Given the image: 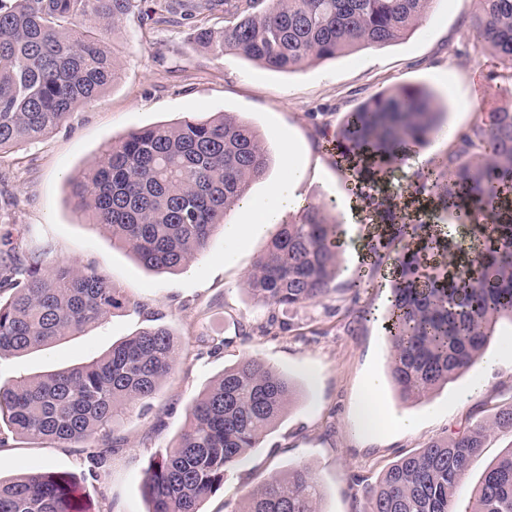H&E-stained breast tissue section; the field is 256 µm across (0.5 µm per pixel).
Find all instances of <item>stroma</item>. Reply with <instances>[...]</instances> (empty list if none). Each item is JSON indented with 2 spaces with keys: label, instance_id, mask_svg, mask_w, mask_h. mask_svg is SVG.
<instances>
[{
  "label": "stroma",
  "instance_id": "obj_1",
  "mask_svg": "<svg viewBox=\"0 0 512 512\" xmlns=\"http://www.w3.org/2000/svg\"><path fill=\"white\" fill-rule=\"evenodd\" d=\"M476 0H433L426 19L404 39L275 72L228 51L216 57L194 48L193 24L156 23L131 16L108 44L121 78L68 122L34 143L0 154V224L27 227L24 248H46V265L91 266L126 302L103 321L64 341L28 354L0 358V385L18 377L87 362L112 344L154 326L182 342L181 358L164 380L148 413L129 411L117 428L121 445L103 464L85 451L54 441L9 436L0 476L46 468L72 476L92 512H148L147 469L175 447L187 425L186 408L212 381L245 358L283 374L296 396L283 417L247 457L231 469L202 512H239L269 476L309 466L323 491L321 512H362L364 491L400 457L487 421L512 403V322L498 324L484 355L455 382L404 402L388 370V319L396 255L375 264L366 224L353 220L357 182L337 162L338 123L376 93L400 85H425L447 106V126L464 132L478 113L512 92V68L475 49L468 23ZM228 113L262 134L273 163L252 184L249 211L224 222L258 221L270 190L288 165L306 168L299 194L307 204L339 219L341 270L332 291L315 303L278 313L269 334L259 333L267 308L244 288L277 225L240 238L217 231L202 256L179 272L144 268L128 250L113 246L105 229L82 222L70 203L69 175L89 166L101 149L132 130L188 118ZM414 240L429 264L447 262L431 240L460 239L464 227L452 208L433 201ZM268 323V322H267ZM392 422L384 431L362 427L369 382ZM408 418L410 428L399 426ZM512 447V433L490 430L482 453L463 477L459 505L471 504L487 465Z\"/></svg>",
  "mask_w": 512,
  "mask_h": 512
}]
</instances>
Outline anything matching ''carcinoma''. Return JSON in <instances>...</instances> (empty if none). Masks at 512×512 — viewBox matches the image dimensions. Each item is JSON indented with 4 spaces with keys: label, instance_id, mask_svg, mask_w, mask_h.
I'll return each instance as SVG.
<instances>
[{
    "label": "carcinoma",
    "instance_id": "cac0c4a2",
    "mask_svg": "<svg viewBox=\"0 0 512 512\" xmlns=\"http://www.w3.org/2000/svg\"><path fill=\"white\" fill-rule=\"evenodd\" d=\"M144 0H0V152L63 126L79 107L121 78L107 36ZM146 19L195 20L221 11L222 30L196 26L195 44L215 56L234 50L267 69L293 72L305 64L404 38L431 0H152ZM474 45L512 66V0H478ZM447 110L423 86L386 89L340 122L336 144L345 154L367 152L389 168L428 143ZM272 158L258 130L224 113L128 133L107 145L95 164L68 179L76 212L107 227L112 243L129 248L145 267L175 272L206 248L228 211L264 178ZM512 182V101L482 112L410 188L457 207L475 223L467 244H448L450 257L467 251L471 276L448 275L411 249L404 225L378 198L393 232L373 247L398 254L399 277L389 317L391 381L408 401L454 382L482 356L498 323L512 322V224L497 225L484 246L501 185ZM316 206L280 225L267 252L248 273L247 291L270 310L317 301L338 273V229ZM23 237L0 228V358L73 336L123 306L112 283L93 268H48L45 249L18 256ZM181 351L166 327L144 329L107 353L68 369L0 386V422L28 440L96 448L102 464L119 447L114 436L133 405L150 407ZM280 373L247 358L224 370L187 409L179 445L148 468V512H201L228 471L262 439L293 401ZM512 431V405L491 423H478L435 441L390 466L367 497L365 512H458V488L490 429ZM317 478L305 466L265 480L243 512H318ZM0 512H88L75 480L50 469L0 478ZM465 512H512V450L492 463Z\"/></svg>",
    "mask_w": 512,
    "mask_h": 512
}]
</instances>
